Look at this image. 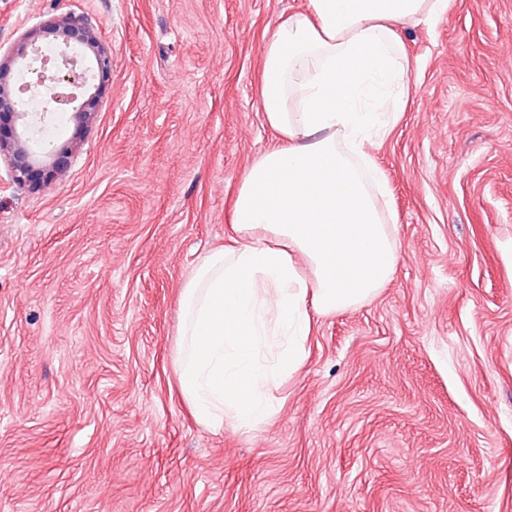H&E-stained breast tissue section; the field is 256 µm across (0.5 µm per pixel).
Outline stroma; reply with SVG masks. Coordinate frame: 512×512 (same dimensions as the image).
Listing matches in <instances>:
<instances>
[{
    "mask_svg": "<svg viewBox=\"0 0 512 512\" xmlns=\"http://www.w3.org/2000/svg\"><path fill=\"white\" fill-rule=\"evenodd\" d=\"M306 4L0 0V54L71 13L112 56L62 177L0 162V512H512V0L401 30L368 148L395 271L313 314L276 415L211 430L180 395V288L233 239L264 44Z\"/></svg>",
    "mask_w": 512,
    "mask_h": 512,
    "instance_id": "35a3bbf8",
    "label": "stroma"
}]
</instances>
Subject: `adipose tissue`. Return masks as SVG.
Segmentation results:
<instances>
[{
  "label": "adipose tissue",
  "instance_id": "1",
  "mask_svg": "<svg viewBox=\"0 0 512 512\" xmlns=\"http://www.w3.org/2000/svg\"><path fill=\"white\" fill-rule=\"evenodd\" d=\"M448 0H308L263 52L260 102L276 142L247 169L234 245L207 251L184 280L174 348L195 420L250 429L273 418L272 392L302 365L307 302L330 314L377 292L394 242L363 174L383 138L379 109L403 111L411 61L400 31Z\"/></svg>",
  "mask_w": 512,
  "mask_h": 512
}]
</instances>
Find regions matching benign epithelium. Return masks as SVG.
Wrapping results in <instances>:
<instances>
[{
  "label": "benign epithelium",
  "mask_w": 512,
  "mask_h": 512,
  "mask_svg": "<svg viewBox=\"0 0 512 512\" xmlns=\"http://www.w3.org/2000/svg\"><path fill=\"white\" fill-rule=\"evenodd\" d=\"M48 32L55 37L63 53L79 50L96 71V76L88 77L76 60L67 57L52 77L55 87L61 90V94L54 97L55 103L71 111V118L85 127L95 117L93 107L99 94L95 81L102 82L108 76L112 57L99 33L71 13L55 18ZM35 51V40L23 39L0 60V126L4 127L0 132V158L5 159L12 180L18 185L33 182L35 175L44 182L56 179L67 170L73 154V150L53 144L39 148L35 136L50 128L51 112H29L22 108L5 81L7 73L17 66L36 74L33 84L42 85V71L30 64Z\"/></svg>",
  "instance_id": "7a95c632"
}]
</instances>
